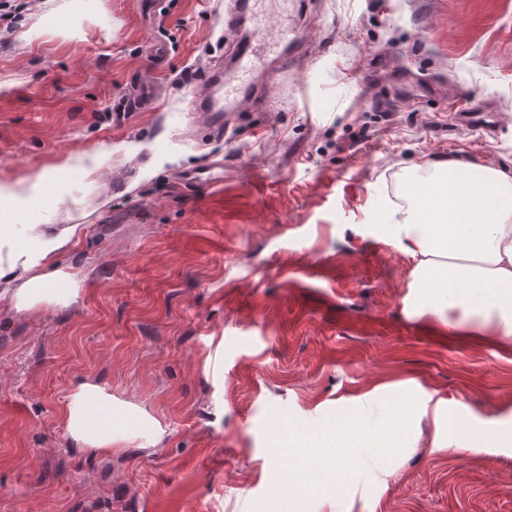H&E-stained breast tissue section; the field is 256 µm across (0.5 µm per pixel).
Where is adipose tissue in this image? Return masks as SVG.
Returning a JSON list of instances; mask_svg holds the SVG:
<instances>
[{"mask_svg": "<svg viewBox=\"0 0 512 512\" xmlns=\"http://www.w3.org/2000/svg\"><path fill=\"white\" fill-rule=\"evenodd\" d=\"M425 167L433 175L407 187V205H390L379 215L399 251L413 262L408 300L419 312L440 318L458 312L448 323L451 330H490L512 338V173L453 161H429ZM58 175L47 168L1 182L0 212L18 214L30 202L51 197ZM84 230L81 224L0 225V288L11 289L15 310L76 302L79 291L59 259ZM420 398L430 413L433 448L485 450L486 441L464 431L448 441L442 401L425 390ZM408 412L387 384L337 401L327 425L308 433L301 467L289 473L290 483L301 488L317 477L327 492L344 483L341 466L326 462L329 448L360 460L376 458L382 471H389L411 440ZM62 418L77 445L103 454L137 436L156 443L162 433L151 415L113 398L88 377L74 381Z\"/></svg>", "mask_w": 512, "mask_h": 512, "instance_id": "adipose-tissue-1", "label": "adipose tissue"}]
</instances>
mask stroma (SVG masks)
I'll return each mask as SVG.
<instances>
[{"label": "stroma", "instance_id": "stroma-1", "mask_svg": "<svg viewBox=\"0 0 512 512\" xmlns=\"http://www.w3.org/2000/svg\"><path fill=\"white\" fill-rule=\"evenodd\" d=\"M23 2L0 33V180L62 168L27 218L86 233L62 258L74 305L0 298V512H283L295 460L275 438L378 384L420 385L450 435L502 442L439 451L414 416L384 480L345 457L347 483L309 512H512V340L414 314L412 262L375 221L421 162L512 169V0H258L243 30L269 103L221 138L190 101L215 60L233 70L225 0ZM284 26L300 40L283 61ZM158 40L161 96L113 120ZM460 91L496 134L450 119ZM105 147L96 171L78 165ZM213 161L223 182L176 187ZM80 376L152 415L161 441L76 447L62 410Z\"/></svg>", "mask_w": 512, "mask_h": 512}]
</instances>
